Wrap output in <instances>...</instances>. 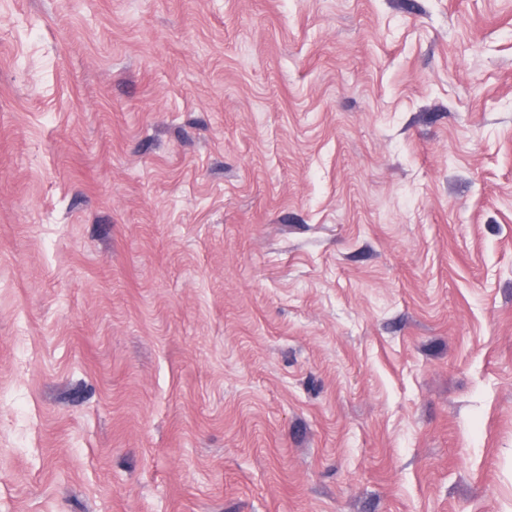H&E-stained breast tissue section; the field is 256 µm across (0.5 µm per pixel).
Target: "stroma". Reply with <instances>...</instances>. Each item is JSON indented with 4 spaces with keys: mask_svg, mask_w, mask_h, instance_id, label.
Here are the masks:
<instances>
[{
    "mask_svg": "<svg viewBox=\"0 0 512 512\" xmlns=\"http://www.w3.org/2000/svg\"><path fill=\"white\" fill-rule=\"evenodd\" d=\"M0 512H512V0H0Z\"/></svg>",
    "mask_w": 512,
    "mask_h": 512,
    "instance_id": "obj_1",
    "label": "stroma"
}]
</instances>
